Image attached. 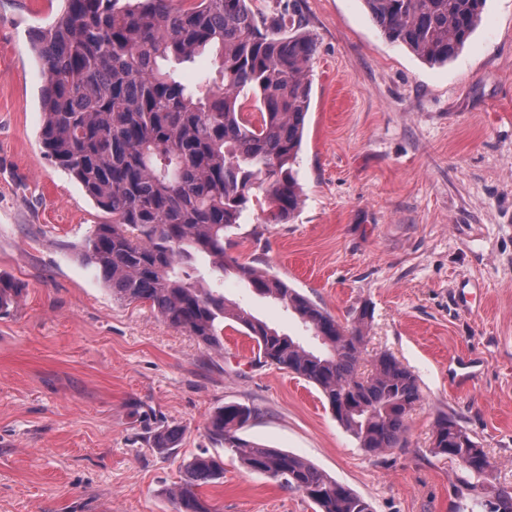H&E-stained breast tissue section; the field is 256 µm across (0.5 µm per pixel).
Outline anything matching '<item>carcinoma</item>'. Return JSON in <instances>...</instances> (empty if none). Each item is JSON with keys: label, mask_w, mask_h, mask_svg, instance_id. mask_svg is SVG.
Listing matches in <instances>:
<instances>
[{"label": "carcinoma", "mask_w": 512, "mask_h": 512, "mask_svg": "<svg viewBox=\"0 0 512 512\" xmlns=\"http://www.w3.org/2000/svg\"><path fill=\"white\" fill-rule=\"evenodd\" d=\"M384 37L431 64L463 50L486 0H364ZM41 62L45 157L73 177L107 220L92 226L82 262L118 300L141 302L170 326L209 348L224 327L253 343L256 359L313 384L336 420L373 455L400 446L406 416L420 399L417 377L381 353L371 375L358 376L365 320L340 324L281 278L224 251L225 233L248 204L264 197L267 222L286 224L302 203L295 165L311 103L307 68L317 44L295 9L258 14L251 0H63L55 20L32 36ZM210 50L215 69L187 83V65ZM249 282L293 314L321 345L315 352L279 332L191 273ZM22 287L0 275V316ZM250 407L230 403L206 433L247 469L304 494L316 512H372L370 503L304 458L249 442L240 432ZM433 452L461 463L467 485L486 478L490 458L454 419L436 420ZM224 479V462L206 452L184 464L167 490L174 512H213L199 489ZM487 512H512L501 489Z\"/></svg>", "instance_id": "cac0c4a2"}]
</instances>
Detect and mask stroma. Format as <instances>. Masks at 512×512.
Segmentation results:
<instances>
[{"instance_id": "obj_1", "label": "stroma", "mask_w": 512, "mask_h": 512, "mask_svg": "<svg viewBox=\"0 0 512 512\" xmlns=\"http://www.w3.org/2000/svg\"><path fill=\"white\" fill-rule=\"evenodd\" d=\"M297 5L317 42L303 204L286 224L251 204L224 247L342 324L369 311L361 373L386 352L419 381L403 447L364 451L316 387L258 364L242 333L225 328L213 350L113 298L78 256L105 215L39 142L30 35L60 0H0V274L23 286L0 317V512H173L166 488L204 451L224 460L223 483L202 489L216 512H314L210 441L208 417L231 402L256 412L245 440L306 458L373 512H484L512 489V0H487L444 65L388 41L363 0ZM224 295L309 342L247 281L225 277ZM442 415L491 459L476 489L432 452ZM167 428L180 437L163 452Z\"/></svg>"}]
</instances>
